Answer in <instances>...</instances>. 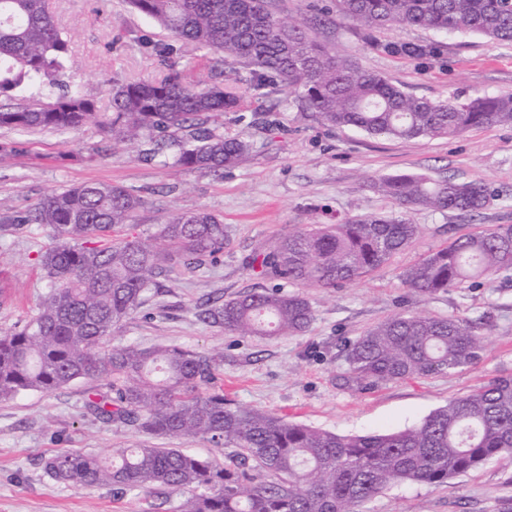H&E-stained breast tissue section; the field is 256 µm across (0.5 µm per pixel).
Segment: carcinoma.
Segmentation results:
<instances>
[{"instance_id":"carcinoma-1","label":"carcinoma","mask_w":512,"mask_h":512,"mask_svg":"<svg viewBox=\"0 0 512 512\" xmlns=\"http://www.w3.org/2000/svg\"><path fill=\"white\" fill-rule=\"evenodd\" d=\"M173 43L141 44L161 57L160 80L113 85L112 111H97L62 76L71 56L47 0H0V127L80 130L132 141L171 128L192 129L175 163L221 173L250 154L249 141L209 128L240 107L232 86L189 84L173 60L185 46L205 48L249 70L255 86L285 87L332 126L396 139L451 137L472 128L512 125V94L461 101L415 97L378 73L339 59L301 24L275 19L267 0H127ZM336 16L357 27L371 49L425 65L448 51L439 40L388 41L408 26L477 33L512 43V0H336ZM32 87L48 92L35 107L8 104ZM403 210L476 214L484 185L396 174L369 180ZM143 200L120 185L90 182L46 194L5 217L17 230L35 224L52 240L38 254L49 291L35 317L0 335V401L90 382L85 407L104 424L150 438L208 437L224 463L147 443L112 455L65 452L44 461L63 485L189 494L177 512H354L396 483L439 487L491 459L512 454V374L491 378L412 428L343 436L235 405L215 384L216 359L182 346L138 348L109 337L141 304L153 278L217 260L233 240L216 215L182 213L158 228L164 247L112 233L132 222ZM403 216L371 214L309 224L253 251L248 269L270 285L203 306L200 319L238 336L273 338L308 331L314 311L302 288H339L387 266L422 234ZM431 298L494 278L512 279V224H489L423 254L399 275ZM297 291L290 292L285 287ZM483 322L458 315L400 311L343 348L344 385L369 390L391 382L448 375L481 360Z\"/></svg>"}]
</instances>
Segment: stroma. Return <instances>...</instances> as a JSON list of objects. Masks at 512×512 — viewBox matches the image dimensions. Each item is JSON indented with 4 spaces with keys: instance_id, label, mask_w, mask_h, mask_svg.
<instances>
[{
    "instance_id": "obj_1",
    "label": "stroma",
    "mask_w": 512,
    "mask_h": 512,
    "mask_svg": "<svg viewBox=\"0 0 512 512\" xmlns=\"http://www.w3.org/2000/svg\"><path fill=\"white\" fill-rule=\"evenodd\" d=\"M332 2L267 0L274 17L306 24L310 36L332 54L416 96L444 100L512 93L511 43L480 35L440 36L413 27L383 31V38L393 41L443 38L447 56L425 68L367 48L353 25L328 18ZM49 6L72 39L63 79L79 86L101 110L111 108L113 83L164 75L165 65L145 52L135 36L147 32L166 43L169 35L129 9L125 0H49ZM179 65L202 84L249 77L248 70L232 69L205 49L185 48ZM217 131L252 145L245 160L221 175L175 165L170 149L143 161L142 153L153 146L148 136L122 142L92 129L0 128V332L33 317L48 290L36 264L48 240L33 227L13 229L3 216L57 189L108 182L144 201L120 237L152 239L159 225L195 210L212 212L233 226V241L223 256L161 279L114 333L118 343L176 344L215 357L224 396L233 403L340 435L388 433L413 427L449 400L512 373V282L497 279L483 288L425 300L398 279L404 267L458 235L489 224H512V126L473 128L444 138L369 137L323 123L283 89L253 96L238 111L225 113ZM400 173L478 182L491 198L473 216L408 210L407 218L423 227L421 237L381 272L341 288L307 289L315 319L303 335L238 336L199 320L203 302L263 286L243 259L289 229L396 211L395 202L371 189L368 180ZM402 308L486 322L481 361L450 377L412 378L367 391L343 386L337 378L343 366L340 342L355 339ZM89 388L81 381L50 394L30 392L0 401V512H172L182 503L179 495L121 494L49 478L43 461L51 455L73 450L105 457L113 448L143 440L131 428L94 419L85 408ZM510 506L512 454L439 488L394 485L359 505L358 512H503Z\"/></svg>"
}]
</instances>
